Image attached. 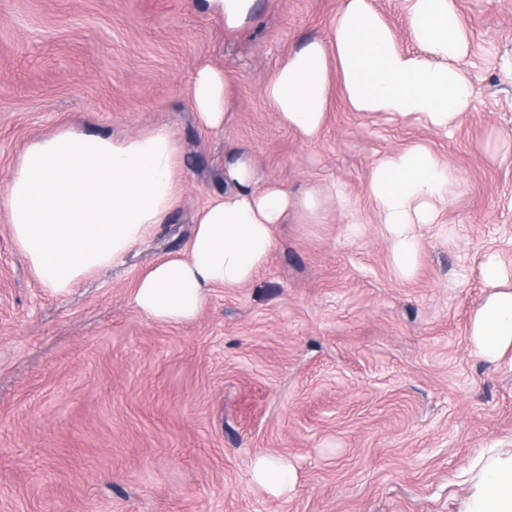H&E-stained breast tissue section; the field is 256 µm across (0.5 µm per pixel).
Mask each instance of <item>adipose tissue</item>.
<instances>
[{
	"instance_id": "1",
	"label": "adipose tissue",
	"mask_w": 512,
	"mask_h": 512,
	"mask_svg": "<svg viewBox=\"0 0 512 512\" xmlns=\"http://www.w3.org/2000/svg\"><path fill=\"white\" fill-rule=\"evenodd\" d=\"M406 2L418 51L399 48L371 0H343L328 39L310 40L288 56L263 94L289 129L307 139L319 136L334 78L361 116H412L438 133L458 124L473 87L460 67L469 44L455 0ZM190 97L206 127L225 125L229 94L223 71L200 68ZM183 176L169 128L114 138L68 127L26 147L0 204L41 284L64 293L156 232L179 200ZM224 177L231 190L198 211L186 253L169 255L139 279L133 302L146 316L165 322L194 318L210 288L246 285L268 263L276 225L293 214L320 221L329 199L350 206L340 188L294 193L264 179L244 154L230 157ZM459 182L454 166L421 145L374 163L367 189L401 278L416 269L418 227L439 223ZM481 273L495 292L477 309L472 336L479 352L495 359L512 348V282L494 254ZM473 512H512V459L486 465Z\"/></svg>"
}]
</instances>
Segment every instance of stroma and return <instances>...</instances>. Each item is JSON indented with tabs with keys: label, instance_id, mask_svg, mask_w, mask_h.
<instances>
[{
	"label": "stroma",
	"instance_id": "35a3bbf8",
	"mask_svg": "<svg viewBox=\"0 0 512 512\" xmlns=\"http://www.w3.org/2000/svg\"><path fill=\"white\" fill-rule=\"evenodd\" d=\"M456 3L473 85L457 127L363 118L335 82L307 140L262 87L341 0H257L235 32L193 0H0V193L32 141L75 122L168 127L185 172L165 224L63 294L0 207V512H470L483 465L512 455V349L490 360L471 336L486 255L512 272V0ZM205 64L230 86L220 129L189 96ZM412 145L462 183L404 279L366 186ZM232 151L293 192L345 186L351 213L290 216L267 265L193 320L142 314L139 278L187 249ZM265 455L288 464L287 493L253 481Z\"/></svg>",
	"mask_w": 512,
	"mask_h": 512
}]
</instances>
